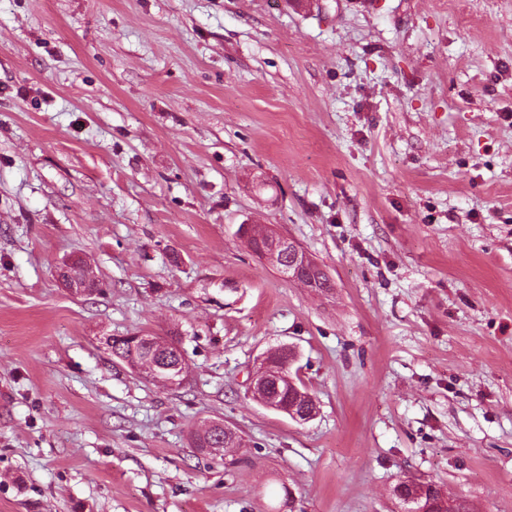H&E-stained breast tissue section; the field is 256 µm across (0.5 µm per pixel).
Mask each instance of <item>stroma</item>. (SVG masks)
Wrapping results in <instances>:
<instances>
[{
    "mask_svg": "<svg viewBox=\"0 0 512 512\" xmlns=\"http://www.w3.org/2000/svg\"><path fill=\"white\" fill-rule=\"evenodd\" d=\"M283 346L306 423L250 391ZM213 420L240 446L197 452ZM409 480L512 512V0H0V512H403ZM259 255L269 262L280 264L289 278H293L308 288L315 287V282L305 274L316 268L313 261L305 251L294 241L284 237H272L267 248L262 249ZM288 259V263L287 262ZM73 267H82L84 269V276L77 278L69 273V269ZM59 275L66 288L75 294H90L97 288V278L93 270L82 259H74L60 268ZM144 341L147 345H155L159 349L149 364L135 365L133 369L143 374L153 382L162 383L168 387L181 385L187 377L188 367L181 355L180 348L169 340L156 336H139L131 344Z\"/></svg>",
    "mask_w": 512,
    "mask_h": 512,
    "instance_id": "1",
    "label": "stroma"
}]
</instances>
